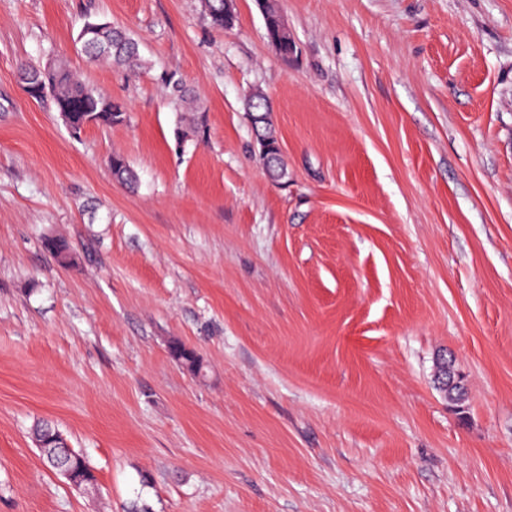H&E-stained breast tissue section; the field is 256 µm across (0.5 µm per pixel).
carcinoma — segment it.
<instances>
[{
	"mask_svg": "<svg viewBox=\"0 0 512 512\" xmlns=\"http://www.w3.org/2000/svg\"><path fill=\"white\" fill-rule=\"evenodd\" d=\"M205 9L216 28H229L235 22L234 15L224 13V0H205ZM263 17L267 40L274 47H280L286 52L295 49L288 29L280 25V11L274 0L264 2ZM78 40L83 46L85 56L93 62H108L133 75H138L148 68L147 62L139 53L136 40L107 22L86 21ZM23 83L28 86V91L34 99H40L48 92L52 93L58 112L65 116L71 125H80L88 112L96 114L100 124L112 125L124 120L125 107L122 103L104 97L88 85L74 80L66 64L61 61L43 68L31 66L25 69ZM167 85L171 93L185 103L191 113H196V107L193 101L186 97L184 83L177 74L168 75ZM246 111L253 117L260 157L272 159L270 177L277 181L288 178V167L270 123L271 109L267 97L262 93L252 94L246 101ZM110 168L113 177L120 182L131 184L136 179L129 163L120 154H112ZM45 246L56 256L59 263L67 266L74 264L75 258L65 238H48L45 240ZM168 348L170 355L188 372L196 375L201 371L202 363L195 350L178 339L171 340ZM40 452L44 464L52 471L55 470L56 457L65 455L73 469L86 478H94L86 459L78 452L73 451L69 456L62 448H42Z\"/></svg>",
	"mask_w": 512,
	"mask_h": 512,
	"instance_id": "cac0c4a2",
	"label": "carcinoma"
}]
</instances>
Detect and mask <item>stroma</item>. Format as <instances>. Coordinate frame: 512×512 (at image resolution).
<instances>
[{
    "label": "stroma",
    "mask_w": 512,
    "mask_h": 512,
    "mask_svg": "<svg viewBox=\"0 0 512 512\" xmlns=\"http://www.w3.org/2000/svg\"><path fill=\"white\" fill-rule=\"evenodd\" d=\"M278 5L286 61L260 0L226 30L203 0H0V512H512V0ZM89 18L151 70L88 63ZM56 60L124 121L29 98ZM172 72L205 116L182 148ZM40 419L94 488L45 467ZM277 1H265L263 4V17L267 40L278 51L279 47L286 52L296 49L294 42L288 34V29L280 25V11ZM246 111L251 112L260 157L272 159L270 177L281 181L288 177V167L281 153L277 137L270 123V105L263 93H254L246 101ZM170 355L181 363L188 372L196 375L202 368L199 355L195 350L187 347L182 341L172 339L168 345ZM462 376L448 366V362H440V370L436 373L437 385L441 391L448 395V404L460 411L464 410L465 392L460 389L453 388L448 391V386H460L462 384ZM450 393L452 396H449Z\"/></svg>",
    "instance_id": "35a3bbf8"
}]
</instances>
